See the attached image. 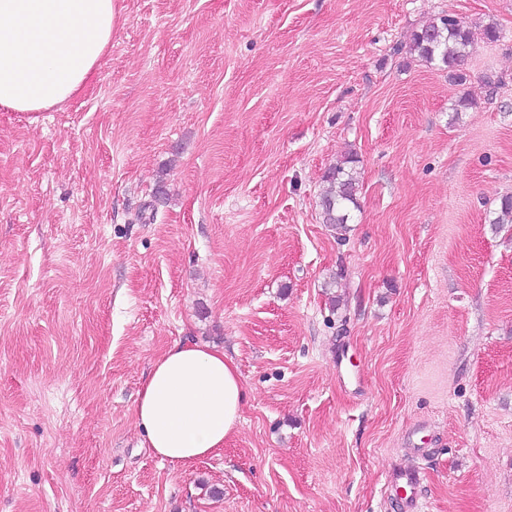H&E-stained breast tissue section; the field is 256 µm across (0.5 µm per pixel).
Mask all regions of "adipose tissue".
I'll use <instances>...</instances> for the list:
<instances>
[{
	"mask_svg": "<svg viewBox=\"0 0 512 512\" xmlns=\"http://www.w3.org/2000/svg\"><path fill=\"white\" fill-rule=\"evenodd\" d=\"M121 19V0H0V108L43 112L95 76ZM238 369L223 350L185 340L154 363L135 418L160 459L191 465L237 433Z\"/></svg>",
	"mask_w": 512,
	"mask_h": 512,
	"instance_id": "adipose-tissue-1",
	"label": "adipose tissue"
}]
</instances>
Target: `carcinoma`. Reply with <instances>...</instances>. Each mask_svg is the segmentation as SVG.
Segmentation results:
<instances>
[{"label": "carcinoma", "mask_w": 512, "mask_h": 512, "mask_svg": "<svg viewBox=\"0 0 512 512\" xmlns=\"http://www.w3.org/2000/svg\"><path fill=\"white\" fill-rule=\"evenodd\" d=\"M475 45L473 31L464 28L451 14H440L424 24L413 35L411 50L428 63H440L448 70V78L463 81L460 66L464 64ZM345 157L331 167L326 176L327 189L321 196L322 222L334 229H343L350 219V206L357 205L358 179Z\"/></svg>", "instance_id": "carcinoma-1"}]
</instances>
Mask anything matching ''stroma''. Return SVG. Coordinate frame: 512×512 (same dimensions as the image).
<instances>
[{
    "mask_svg": "<svg viewBox=\"0 0 512 512\" xmlns=\"http://www.w3.org/2000/svg\"><path fill=\"white\" fill-rule=\"evenodd\" d=\"M123 5L77 97L0 110V512H406L397 466L512 512V0ZM442 12L499 32L459 85L410 50ZM188 338L244 401L182 467L134 407ZM353 156H347L331 167L325 181L327 189L321 196L320 207L323 224L333 229H344L350 219V205H357L358 179L350 164L356 162Z\"/></svg>",
    "mask_w": 512,
    "mask_h": 512,
    "instance_id": "obj_1",
    "label": "stroma"
}]
</instances>
